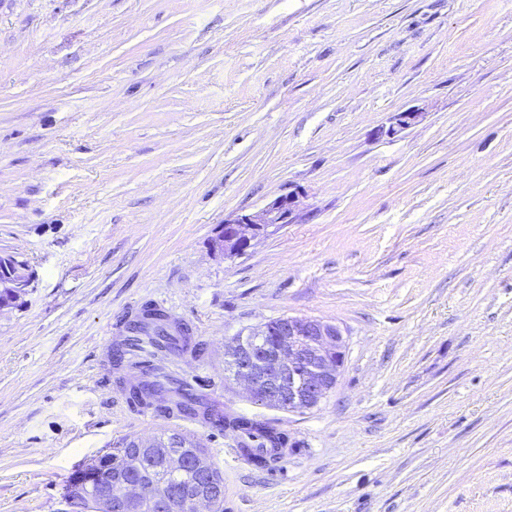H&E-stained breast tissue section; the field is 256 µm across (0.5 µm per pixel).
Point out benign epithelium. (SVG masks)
<instances>
[{
	"mask_svg": "<svg viewBox=\"0 0 512 512\" xmlns=\"http://www.w3.org/2000/svg\"><path fill=\"white\" fill-rule=\"evenodd\" d=\"M423 113L409 109L394 113L385 135L394 137L421 122ZM303 211L300 195L282 194L255 212L224 219L210 240L212 253L224 259L246 255L259 241L295 223ZM30 285L23 266L7 268L0 289L11 288L19 296ZM345 339L331 323L310 317L282 316L241 332L224 345L225 374L243 387L255 404L295 413L310 411L335 389L344 364ZM123 467L129 477L114 483L102 497L101 512H125L131 503L143 512H208L212 495L188 496L176 486L153 487L135 477L139 460L129 457Z\"/></svg>",
	"mask_w": 512,
	"mask_h": 512,
	"instance_id": "benign-epithelium-1",
	"label": "benign epithelium"
}]
</instances>
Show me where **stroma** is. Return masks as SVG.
Wrapping results in <instances>:
<instances>
[{
  "mask_svg": "<svg viewBox=\"0 0 512 512\" xmlns=\"http://www.w3.org/2000/svg\"><path fill=\"white\" fill-rule=\"evenodd\" d=\"M422 121L396 137L389 119ZM300 191L246 255L225 218ZM0 512H62L131 437L197 435L224 512H512V0H0ZM166 372L286 434L277 462L132 408L112 354L145 306ZM339 326L319 407L226 380L224 341ZM422 118L423 112H419L417 109L396 112L391 116L385 134L389 137L399 135L403 131L420 123ZM6 267L7 271L3 278L0 274V289L12 288L15 294L22 297L30 285L31 278L28 270L23 266H14L10 268L8 265ZM131 332H152L154 339L170 347L187 348L192 341V329L184 323H171L164 311L146 306L130 325Z\"/></svg>",
  "mask_w": 512,
  "mask_h": 512,
  "instance_id": "35a3bbf8",
  "label": "stroma"
}]
</instances>
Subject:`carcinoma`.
I'll list each match as a JSON object with an SVG mask.
<instances>
[{"label": "carcinoma", "mask_w": 512, "mask_h": 512, "mask_svg": "<svg viewBox=\"0 0 512 512\" xmlns=\"http://www.w3.org/2000/svg\"><path fill=\"white\" fill-rule=\"evenodd\" d=\"M133 332H151L160 343L172 347L186 348L192 341V329L184 323H172L164 311L147 306L137 320L130 325ZM128 399L136 407H155L169 415L197 417L212 426L235 433L238 447L248 463L263 467L277 458L279 449L285 446L286 438L268 424L247 418L243 415L229 414L208 405L197 394L186 392L161 380L157 374H150L147 380H137L127 388ZM167 432L154 436L156 446L140 448L137 439L127 440L122 447L114 448L97 459V464L77 469L67 480L63 497L74 500L76 512H95L97 500L104 488L114 478L116 463L123 457L137 453L142 459L144 475L148 480L164 484H187L195 479L191 470L177 472L168 466L167 449L161 442ZM180 437L181 451L186 456L201 455L210 467L211 477L224 484L220 469L211 461L209 452L200 439L184 432Z\"/></svg>", "instance_id": "cac0c4a2"}]
</instances>
